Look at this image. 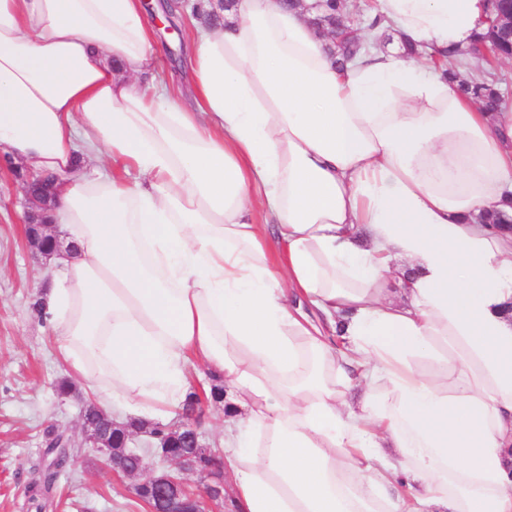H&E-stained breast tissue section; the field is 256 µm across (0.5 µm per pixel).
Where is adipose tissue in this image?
<instances>
[{"label":"adipose tissue","mask_w":512,"mask_h":512,"mask_svg":"<svg viewBox=\"0 0 512 512\" xmlns=\"http://www.w3.org/2000/svg\"><path fill=\"white\" fill-rule=\"evenodd\" d=\"M487 11L368 15L443 50ZM224 17L184 104L142 0H0V154L54 177L74 245L59 355L147 421L189 363L223 377L228 512H512V233L478 220L512 213V102L386 49L339 68L280 0Z\"/></svg>","instance_id":"ef3b65f1"}]
</instances>
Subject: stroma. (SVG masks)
<instances>
[{"instance_id": "stroma-1", "label": "stroma", "mask_w": 512, "mask_h": 512, "mask_svg": "<svg viewBox=\"0 0 512 512\" xmlns=\"http://www.w3.org/2000/svg\"><path fill=\"white\" fill-rule=\"evenodd\" d=\"M193 19L190 12L181 22L157 17L159 78L185 80V45ZM24 211L20 180L0 167V512H149L136 496L133 480L113 471L93 448L77 449L51 495V506L37 508L28 498L44 429L51 425L79 439L80 411L87 398L78 382L69 396L58 394L59 383L69 374L55 351L50 323L31 307L51 276L25 239ZM186 376L189 390L201 396V439L223 456L224 403L204 393L223 382L198 364L188 365Z\"/></svg>"}]
</instances>
